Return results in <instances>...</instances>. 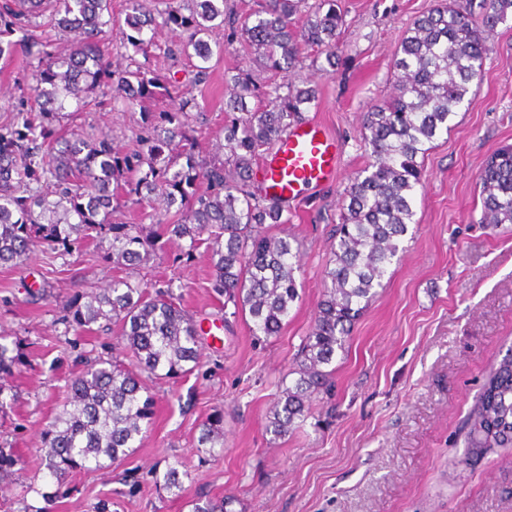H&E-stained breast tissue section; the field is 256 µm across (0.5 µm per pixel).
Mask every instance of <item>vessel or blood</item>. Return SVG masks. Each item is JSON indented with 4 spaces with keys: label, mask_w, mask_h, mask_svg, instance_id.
I'll return each instance as SVG.
<instances>
[{
    "label": "vessel or blood",
    "mask_w": 512,
    "mask_h": 512,
    "mask_svg": "<svg viewBox=\"0 0 512 512\" xmlns=\"http://www.w3.org/2000/svg\"><path fill=\"white\" fill-rule=\"evenodd\" d=\"M339 148L335 138L317 120L295 124L281 137L264 163V192L286 203L301 191L316 188L336 174Z\"/></svg>",
    "instance_id": "1"
}]
</instances>
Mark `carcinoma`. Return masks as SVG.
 Returning a JSON list of instances; mask_svg holds the SVG:
<instances>
[{"label": "carcinoma", "mask_w": 512, "mask_h": 512, "mask_svg": "<svg viewBox=\"0 0 512 512\" xmlns=\"http://www.w3.org/2000/svg\"><path fill=\"white\" fill-rule=\"evenodd\" d=\"M129 2L125 24L131 33H122L123 46L145 54L156 19L143 0ZM300 2L265 0L241 23L224 12V0H189L184 8L189 14L180 7L164 13V25L190 32L186 47L202 62L211 59L213 49L201 35L224 24L267 72L283 78L265 85L264 104L254 109L246 102L254 84L246 77L233 79L227 108L238 116L224 127L226 158L216 165L185 151L186 101L175 112L159 111L157 123L143 128L135 148L123 156L112 151L105 134L52 140V122L73 104L88 105L86 93L95 86H114L130 103L148 96L172 99L177 91L156 83L131 55L125 68H112L100 43L103 29L112 24L110 0H0V56L11 51L9 36L38 27L36 19L47 12L53 28L71 42L57 53L49 40L22 37L38 69L34 105H20L0 125V263H27L39 242L68 253L78 241L110 231L112 261L133 271L155 251L157 238L143 224L110 223L114 192L123 190L138 205L160 198L177 217L165 225L166 232L189 239L190 252L207 244L214 288L225 302L248 312L253 335H279L299 299L298 255L288 238L270 233L288 219L283 208L250 190L252 168L301 120V106L315 98L314 90L296 87L288 76L303 67L311 51L333 58L344 24L337 0H318L296 32ZM510 12L512 0H480L477 19L458 0H439L402 38L394 94L368 111L363 123L367 164L345 191L342 222L323 270L322 298L292 370L298 378L271 411L267 430L275 437L302 425L311 398L327 389L331 372L324 367L345 349L352 321L375 297L374 288L415 223L422 178L418 157L448 133L456 110L481 78L490 52L488 33ZM202 182L207 191L199 194ZM478 182L480 223L512 224V145L490 156ZM150 288L129 276L117 278L72 312L70 323L84 331L117 326L129 361L98 359L70 380L63 408L42 436L45 476L59 485L77 471L123 460L142 443L143 423L152 415L142 375L175 379L199 364L195 321L172 291ZM464 441L469 459L486 455L488 448L512 450V350L489 368L467 414ZM218 444L224 445L222 409L207 417L198 438L201 448ZM162 479L163 488L182 490L177 466H167ZM230 502L229 497L197 501L193 512H228Z\"/></svg>", "instance_id": "carcinoma-1"}]
</instances>
